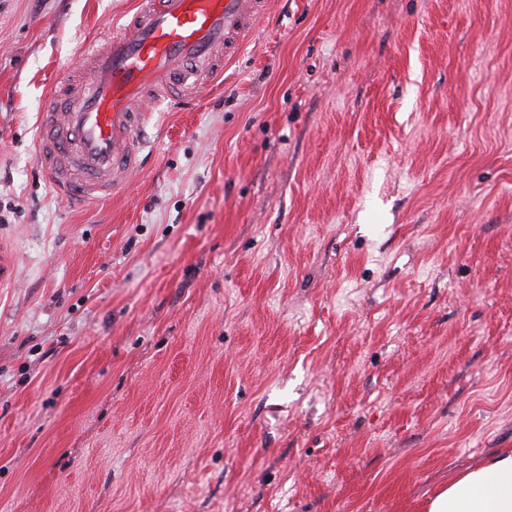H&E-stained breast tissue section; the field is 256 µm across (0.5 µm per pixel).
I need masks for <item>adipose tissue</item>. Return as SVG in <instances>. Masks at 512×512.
<instances>
[{"label":"adipose tissue","instance_id":"1","mask_svg":"<svg viewBox=\"0 0 512 512\" xmlns=\"http://www.w3.org/2000/svg\"><path fill=\"white\" fill-rule=\"evenodd\" d=\"M422 512H512V449L505 448L479 465L454 474L448 483L426 492Z\"/></svg>","mask_w":512,"mask_h":512}]
</instances>
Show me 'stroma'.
I'll use <instances>...</instances> for the list:
<instances>
[{
	"instance_id": "1",
	"label": "stroma",
	"mask_w": 512,
	"mask_h": 512,
	"mask_svg": "<svg viewBox=\"0 0 512 512\" xmlns=\"http://www.w3.org/2000/svg\"><path fill=\"white\" fill-rule=\"evenodd\" d=\"M133 0H0V512H420L512 448V0H270L61 201L56 78Z\"/></svg>"
}]
</instances>
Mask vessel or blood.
Masks as SVG:
<instances>
[{
    "instance_id": "obj_1",
    "label": "vessel or blood",
    "mask_w": 512,
    "mask_h": 512,
    "mask_svg": "<svg viewBox=\"0 0 512 512\" xmlns=\"http://www.w3.org/2000/svg\"><path fill=\"white\" fill-rule=\"evenodd\" d=\"M268 0H135L122 26L103 19L87 68L53 87L37 160L59 197L96 201L140 168L148 103H188L224 75Z\"/></svg>"
}]
</instances>
